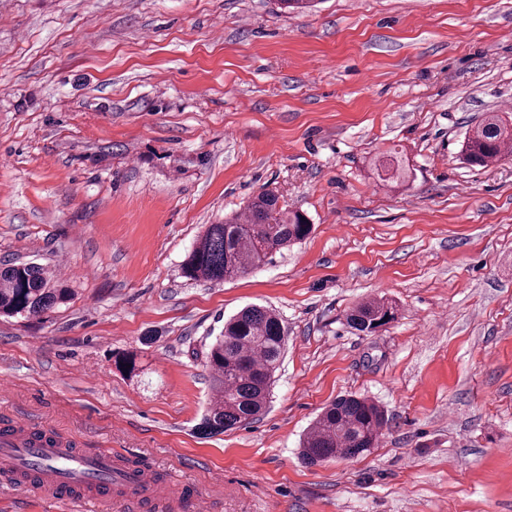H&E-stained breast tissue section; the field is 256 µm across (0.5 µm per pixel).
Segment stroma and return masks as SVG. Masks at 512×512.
<instances>
[{"instance_id":"stroma-1","label":"stroma","mask_w":512,"mask_h":512,"mask_svg":"<svg viewBox=\"0 0 512 512\" xmlns=\"http://www.w3.org/2000/svg\"><path fill=\"white\" fill-rule=\"evenodd\" d=\"M502 111L512 0H0V262L67 261L76 292L0 317V420L141 461L211 512H512V153H460ZM392 148L401 185L372 171ZM266 186L311 236L184 278L206 225ZM374 297L398 317L367 336L346 315ZM249 304L288 332L270 408L209 435L200 354ZM351 393L385 409L378 447L305 464ZM0 512L101 510L0 472Z\"/></svg>"}]
</instances>
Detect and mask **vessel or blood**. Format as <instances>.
<instances>
[{"mask_svg":"<svg viewBox=\"0 0 512 512\" xmlns=\"http://www.w3.org/2000/svg\"><path fill=\"white\" fill-rule=\"evenodd\" d=\"M34 456L44 460L45 467L37 481H24L23 487L35 493L54 492L62 496L67 488L86 482L105 484L115 476L121 481L146 487L154 481L153 474L145 470L116 471L111 456L107 454L69 456L48 445L31 449L24 447L16 437L0 438V472L18 473L24 462Z\"/></svg>","mask_w":512,"mask_h":512,"instance_id":"vessel-or-blood-1","label":"vessel or blood"}]
</instances>
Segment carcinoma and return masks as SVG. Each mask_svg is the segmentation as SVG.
I'll return each mask as SVG.
<instances>
[{
	"instance_id": "carcinoma-1",
	"label": "carcinoma",
	"mask_w": 512,
	"mask_h": 512,
	"mask_svg": "<svg viewBox=\"0 0 512 512\" xmlns=\"http://www.w3.org/2000/svg\"><path fill=\"white\" fill-rule=\"evenodd\" d=\"M510 144L512 122L487 112L465 137L461 153L470 166L486 167ZM410 174V165L393 155L377 167L382 181H404ZM312 231L304 214L286 209L278 194L263 190L248 199L240 214L207 225L184 259L182 274L214 283L241 277L265 263L273 252L307 239ZM74 295V289L43 264H0V316L36 318L68 305ZM396 312L389 300L376 298L358 303L347 319L356 331L369 335L394 321ZM286 338L281 318L269 308L247 306L224 321L205 355L219 399L203 415V431L224 432L259 419L270 402ZM387 423L384 410L374 402L340 396L323 408L308 430L301 454L311 465L363 456L377 446Z\"/></svg>"
}]
</instances>
